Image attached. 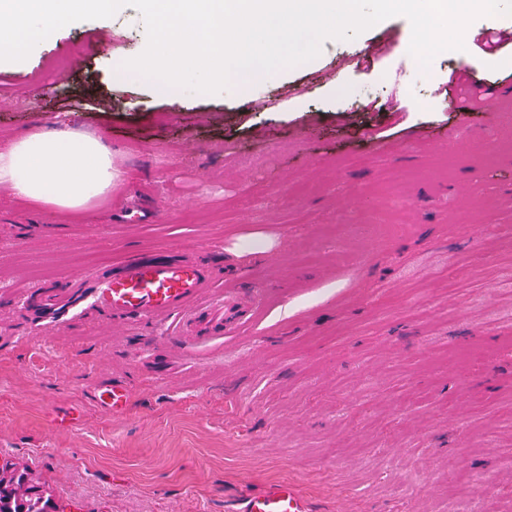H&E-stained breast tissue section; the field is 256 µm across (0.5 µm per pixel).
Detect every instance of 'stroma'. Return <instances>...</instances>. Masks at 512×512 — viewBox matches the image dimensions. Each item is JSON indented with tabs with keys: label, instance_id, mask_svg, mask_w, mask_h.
<instances>
[{
	"label": "stroma",
	"instance_id": "obj_1",
	"mask_svg": "<svg viewBox=\"0 0 512 512\" xmlns=\"http://www.w3.org/2000/svg\"><path fill=\"white\" fill-rule=\"evenodd\" d=\"M489 30L512 17L424 73L395 16L209 95L114 76L147 44L126 6L108 41L68 20L0 64V149L67 129L105 138L116 173L72 214L0 184V455L60 512H227L273 482L316 512H512V105L448 83L512 85V44L483 64ZM163 248L248 271L261 318L200 339L76 306L32 335L49 287ZM114 381L119 414L93 398Z\"/></svg>",
	"mask_w": 512,
	"mask_h": 512
}]
</instances>
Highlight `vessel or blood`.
<instances>
[{"label":"vessel or blood","instance_id":"obj_1","mask_svg":"<svg viewBox=\"0 0 512 512\" xmlns=\"http://www.w3.org/2000/svg\"><path fill=\"white\" fill-rule=\"evenodd\" d=\"M91 296L96 309L113 324L148 321L166 315L170 327L184 333L194 322L199 336H235L253 324L262 309L247 272L237 270L216 281L202 261L166 251L127 256L112 272L97 277ZM99 404L122 412L127 401L124 384L115 381L99 388ZM237 512H311L305 498L284 483H271L249 493Z\"/></svg>","mask_w":512,"mask_h":512}]
</instances>
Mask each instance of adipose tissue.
<instances>
[{
    "label": "adipose tissue",
    "instance_id": "adipose-tissue-1",
    "mask_svg": "<svg viewBox=\"0 0 512 512\" xmlns=\"http://www.w3.org/2000/svg\"><path fill=\"white\" fill-rule=\"evenodd\" d=\"M118 0H0V58L16 46L11 30L34 27L37 36L22 48L28 55L42 50L41 34L63 17H93L99 29L111 30ZM0 183L30 203L54 210H77L112 188V150L101 138L68 131L23 135L0 150Z\"/></svg>",
    "mask_w": 512,
    "mask_h": 512
}]
</instances>
